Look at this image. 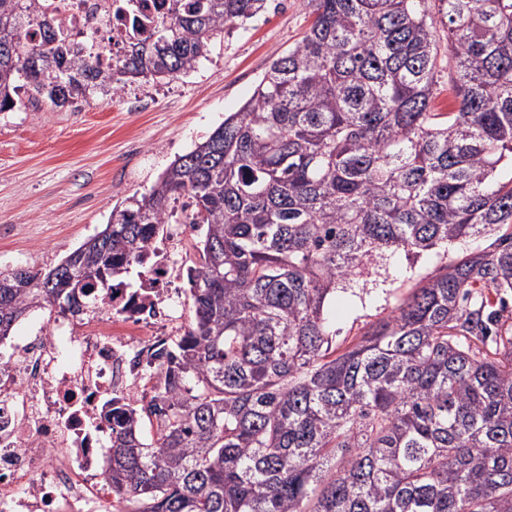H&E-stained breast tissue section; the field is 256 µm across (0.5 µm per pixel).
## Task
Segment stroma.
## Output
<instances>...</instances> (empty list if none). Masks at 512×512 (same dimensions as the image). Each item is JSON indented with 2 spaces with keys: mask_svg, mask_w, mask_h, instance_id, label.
Wrapping results in <instances>:
<instances>
[{
  "mask_svg": "<svg viewBox=\"0 0 512 512\" xmlns=\"http://www.w3.org/2000/svg\"><path fill=\"white\" fill-rule=\"evenodd\" d=\"M312 21L306 0H270L218 38L194 71L131 83L137 108L120 95L58 107L20 93L14 109L0 112V271H49L101 231L115 206L149 192L177 156L237 111L274 54L299 43ZM436 265L432 255L398 256L386 291L337 296L328 308L336 343L388 314Z\"/></svg>",
  "mask_w": 512,
  "mask_h": 512,
  "instance_id": "stroma-1",
  "label": "stroma"
}]
</instances>
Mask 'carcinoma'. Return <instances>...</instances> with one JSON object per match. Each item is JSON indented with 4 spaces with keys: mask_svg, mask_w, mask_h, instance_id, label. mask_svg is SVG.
Returning <instances> with one entry per match:
<instances>
[{
    "mask_svg": "<svg viewBox=\"0 0 512 512\" xmlns=\"http://www.w3.org/2000/svg\"><path fill=\"white\" fill-rule=\"evenodd\" d=\"M267 2L167 0L104 73L40 0H0V112L25 87L63 106L185 75ZM307 2L302 41L148 193L53 269L0 272V340L75 277L124 281L186 196L194 319L150 399L112 398L115 512H512V0ZM439 248L422 286L332 346L336 293Z\"/></svg>",
    "mask_w": 512,
    "mask_h": 512,
    "instance_id": "obj_1",
    "label": "carcinoma"
}]
</instances>
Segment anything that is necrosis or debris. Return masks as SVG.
I'll use <instances>...</instances> for the list:
<instances>
[{"instance_id": "1", "label": "necrosis or debris", "mask_w": 512, "mask_h": 512, "mask_svg": "<svg viewBox=\"0 0 512 512\" xmlns=\"http://www.w3.org/2000/svg\"><path fill=\"white\" fill-rule=\"evenodd\" d=\"M90 44L109 69L128 39L127 0H41ZM164 225L148 246L137 287L105 285L60 307L38 331L13 343L0 364V512H112L102 476L112 421L104 405L143 393L146 368L165 362L179 318L174 298L188 270L177 236Z\"/></svg>"}]
</instances>
